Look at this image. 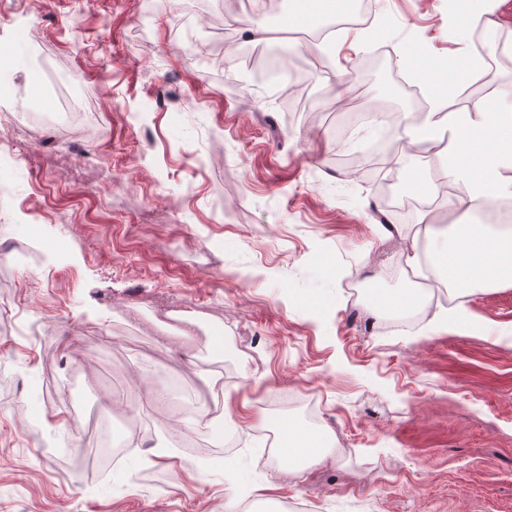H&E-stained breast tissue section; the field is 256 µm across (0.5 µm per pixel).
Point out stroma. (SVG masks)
<instances>
[{"mask_svg":"<svg viewBox=\"0 0 512 512\" xmlns=\"http://www.w3.org/2000/svg\"><path fill=\"white\" fill-rule=\"evenodd\" d=\"M203 2L146 19L143 0H0V49L26 76L20 92L0 83V131L30 144L0 164V254L39 249L0 263V512H224L233 494L242 512H512V286L446 288L418 298L414 329L387 328L374 296L413 291L406 245L476 216L455 195L433 206L448 159L376 155L382 127L359 119L416 126L395 61L416 42L483 80L489 119L511 109L495 88L512 86V0H489L461 38L448 0H373L318 52L287 28L291 0ZM248 24L270 28L283 70L305 65L291 111L243 77L240 50L267 49ZM499 41L508 62L488 64L475 45ZM52 82L84 116L44 138L15 117L53 112ZM104 170L117 185L99 198ZM181 301L201 335L156 319ZM118 369L154 393L135 434ZM174 374L189 397L231 378L218 413L243 435L232 468L176 447L222 446L208 429L159 423ZM308 399L343 449L301 476L267 466L265 421H299ZM106 414L130 444L104 474L81 435Z\"/></svg>","mask_w":512,"mask_h":512,"instance_id":"1","label":"stroma"}]
</instances>
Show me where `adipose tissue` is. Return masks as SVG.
<instances>
[{
  "instance_id": "ef3b65f1",
  "label": "adipose tissue",
  "mask_w": 512,
  "mask_h": 512,
  "mask_svg": "<svg viewBox=\"0 0 512 512\" xmlns=\"http://www.w3.org/2000/svg\"><path fill=\"white\" fill-rule=\"evenodd\" d=\"M450 134L458 150L448 174L468 180L467 206H474L495 193L512 192V117L500 126L489 125L482 103L467 112H442L433 103L422 125L408 128L412 145H423L442 134ZM429 259L435 271L458 290L476 286L512 285V230L495 231L486 224H460L450 242L430 247ZM281 453L301 472L309 459L323 454L317 439L304 434L292 422L279 427Z\"/></svg>"
}]
</instances>
